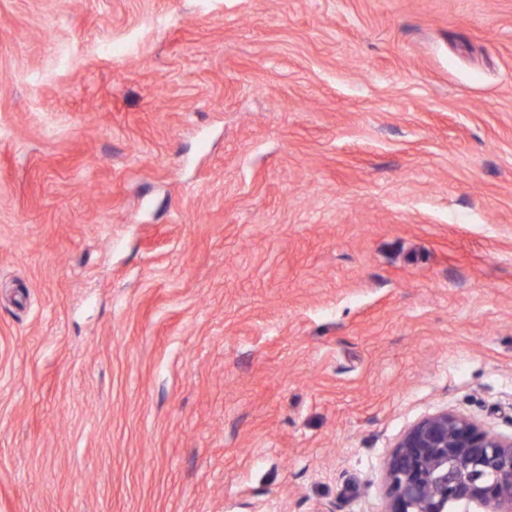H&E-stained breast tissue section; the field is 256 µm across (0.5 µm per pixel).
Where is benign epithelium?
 I'll use <instances>...</instances> for the list:
<instances>
[{
  "mask_svg": "<svg viewBox=\"0 0 512 512\" xmlns=\"http://www.w3.org/2000/svg\"><path fill=\"white\" fill-rule=\"evenodd\" d=\"M385 477L386 512H512V438L441 411L402 435Z\"/></svg>",
  "mask_w": 512,
  "mask_h": 512,
  "instance_id": "7a95c632",
  "label": "benign epithelium"
}]
</instances>
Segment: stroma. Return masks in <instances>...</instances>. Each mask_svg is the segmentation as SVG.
Wrapping results in <instances>:
<instances>
[{
	"label": "stroma",
	"instance_id": "obj_1",
	"mask_svg": "<svg viewBox=\"0 0 512 512\" xmlns=\"http://www.w3.org/2000/svg\"><path fill=\"white\" fill-rule=\"evenodd\" d=\"M512 436V0H0V512H386ZM385 477L386 512H446L449 502L462 512H512V438L441 411L402 435Z\"/></svg>",
	"mask_w": 512,
	"mask_h": 512
}]
</instances>
